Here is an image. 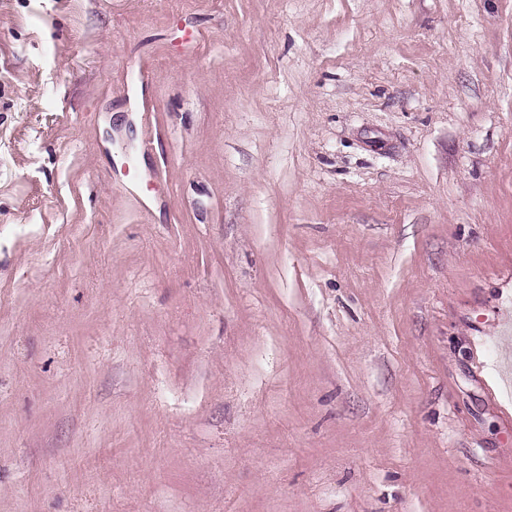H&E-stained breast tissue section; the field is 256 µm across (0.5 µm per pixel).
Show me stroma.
I'll return each mask as SVG.
<instances>
[{
  "label": "stroma",
  "instance_id": "obj_1",
  "mask_svg": "<svg viewBox=\"0 0 512 512\" xmlns=\"http://www.w3.org/2000/svg\"><path fill=\"white\" fill-rule=\"evenodd\" d=\"M512 0H0V512H512Z\"/></svg>",
  "mask_w": 512,
  "mask_h": 512
}]
</instances>
